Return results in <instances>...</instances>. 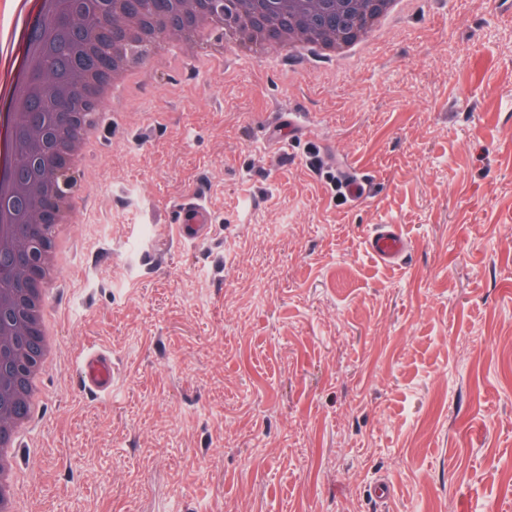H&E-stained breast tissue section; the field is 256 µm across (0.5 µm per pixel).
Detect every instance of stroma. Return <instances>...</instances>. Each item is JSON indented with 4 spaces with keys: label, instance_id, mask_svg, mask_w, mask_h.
Wrapping results in <instances>:
<instances>
[{
    "label": "stroma",
    "instance_id": "stroma-1",
    "mask_svg": "<svg viewBox=\"0 0 512 512\" xmlns=\"http://www.w3.org/2000/svg\"><path fill=\"white\" fill-rule=\"evenodd\" d=\"M203 51L86 157L24 512H512V0H411L346 65ZM282 112L306 134L264 142ZM340 178L341 189L352 199L362 198L369 192L368 183L354 171H341ZM170 223L181 239L202 241L208 237L213 220L195 198H190L178 209ZM369 246L376 257L385 264L402 261L407 242L394 225H384L376 230L369 240ZM77 385L87 396L98 399L112 395V356L104 351L81 355Z\"/></svg>",
    "mask_w": 512,
    "mask_h": 512
}]
</instances>
